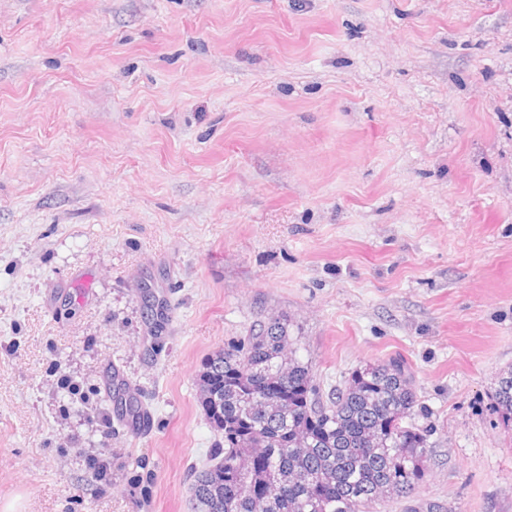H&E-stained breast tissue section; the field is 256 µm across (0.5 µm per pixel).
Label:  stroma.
<instances>
[{"label":"stroma","mask_w":512,"mask_h":512,"mask_svg":"<svg viewBox=\"0 0 512 512\" xmlns=\"http://www.w3.org/2000/svg\"><path fill=\"white\" fill-rule=\"evenodd\" d=\"M273 314L322 391L408 364L376 512H512V0H0V512H191L201 364ZM496 409L509 421H512V367L502 370L496 381L493 393Z\"/></svg>","instance_id":"1"}]
</instances>
